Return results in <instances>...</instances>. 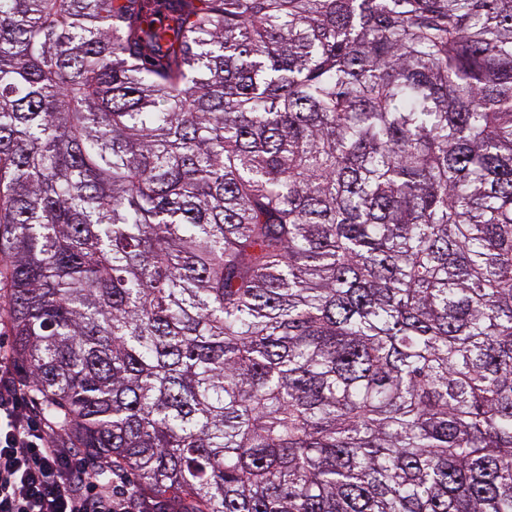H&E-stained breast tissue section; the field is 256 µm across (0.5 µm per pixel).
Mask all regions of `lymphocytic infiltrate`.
Here are the masks:
<instances>
[{"mask_svg": "<svg viewBox=\"0 0 512 512\" xmlns=\"http://www.w3.org/2000/svg\"><path fill=\"white\" fill-rule=\"evenodd\" d=\"M0 512H127L42 422L0 349Z\"/></svg>", "mask_w": 512, "mask_h": 512, "instance_id": "lymphocytic-infiltrate-1", "label": "lymphocytic infiltrate"}]
</instances>
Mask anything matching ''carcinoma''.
I'll use <instances>...</instances> for the list:
<instances>
[{
	"mask_svg": "<svg viewBox=\"0 0 512 512\" xmlns=\"http://www.w3.org/2000/svg\"><path fill=\"white\" fill-rule=\"evenodd\" d=\"M1 286L132 512H512V0H0Z\"/></svg>",
	"mask_w": 512,
	"mask_h": 512,
	"instance_id": "cac0c4a2",
	"label": "carcinoma"
}]
</instances>
